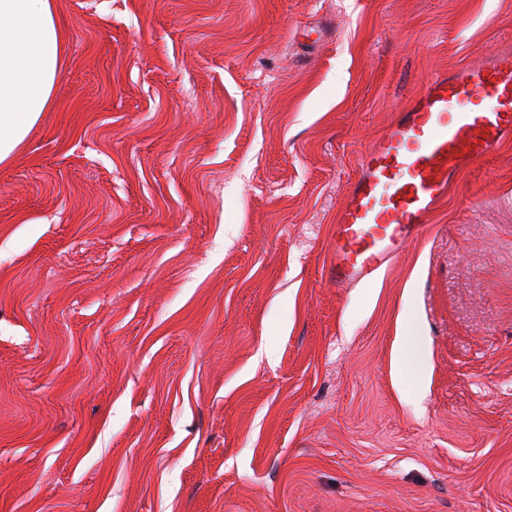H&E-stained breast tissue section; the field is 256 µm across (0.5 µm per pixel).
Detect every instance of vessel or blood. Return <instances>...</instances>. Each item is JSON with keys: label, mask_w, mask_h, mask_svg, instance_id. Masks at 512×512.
Listing matches in <instances>:
<instances>
[{"label": "vessel or blood", "mask_w": 512, "mask_h": 512, "mask_svg": "<svg viewBox=\"0 0 512 512\" xmlns=\"http://www.w3.org/2000/svg\"><path fill=\"white\" fill-rule=\"evenodd\" d=\"M511 139V51L431 77L357 160L331 280L351 288L371 279L419 234L461 170Z\"/></svg>", "instance_id": "obj_1"}]
</instances>
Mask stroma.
<instances>
[{"label": "stroma", "instance_id": "obj_1", "mask_svg": "<svg viewBox=\"0 0 512 512\" xmlns=\"http://www.w3.org/2000/svg\"><path fill=\"white\" fill-rule=\"evenodd\" d=\"M54 10L0 165V512H512V142L372 279L328 271L359 155L512 47V0ZM400 358L406 367L414 374H418L423 366V355L418 336V329L414 319L410 321V333L405 336L401 348Z\"/></svg>", "mask_w": 512, "mask_h": 512}]
</instances>
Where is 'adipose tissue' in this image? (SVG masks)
Wrapping results in <instances>:
<instances>
[{"label":"adipose tissue","instance_id":"adipose-tissue-1","mask_svg":"<svg viewBox=\"0 0 512 512\" xmlns=\"http://www.w3.org/2000/svg\"><path fill=\"white\" fill-rule=\"evenodd\" d=\"M59 65L53 0H0V164L50 108Z\"/></svg>","mask_w":512,"mask_h":512}]
</instances>
